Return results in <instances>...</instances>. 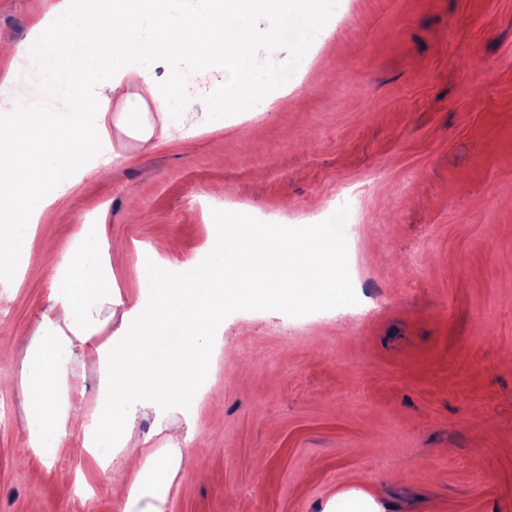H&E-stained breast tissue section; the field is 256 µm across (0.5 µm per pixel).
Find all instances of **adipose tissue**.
<instances>
[{"mask_svg": "<svg viewBox=\"0 0 512 512\" xmlns=\"http://www.w3.org/2000/svg\"><path fill=\"white\" fill-rule=\"evenodd\" d=\"M328 3L205 0L203 11L193 12L180 0H57L35 17L14 55L40 80L0 79V278L37 275L25 259L36 224L76 182L109 172L117 157L111 128L161 144L187 137L180 113L257 111L281 90L256 41L282 40L285 25L297 22L294 44L305 51ZM259 16L270 20L261 32L252 27ZM184 54L203 70L222 65L224 85L209 99L192 94L195 74L171 69L155 79L159 62ZM61 93L70 95L71 111L31 110V103ZM115 98L124 105L113 115ZM164 250L150 246L153 285L125 300L113 275L123 247L111 245L100 225H79L54 270L51 305L21 359L28 447L53 459L67 429L80 427L85 444L110 451L97 465L122 512H164L187 462L165 413L194 417L225 310L320 309L335 305L347 286L346 249L332 224H257L242 211L232 223L213 225L205 260L178 263ZM112 305L123 312L109 332L100 315ZM77 358L101 369L94 408L80 415L70 408L86 393L82 378L69 372ZM147 417L155 419L163 447L136 433ZM116 459L126 474L118 483L111 480Z\"/></svg>", "mask_w": 512, "mask_h": 512, "instance_id": "ef3b65f1", "label": "adipose tissue"}]
</instances>
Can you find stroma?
I'll return each instance as SVG.
<instances>
[{
    "label": "stroma",
    "instance_id": "1",
    "mask_svg": "<svg viewBox=\"0 0 512 512\" xmlns=\"http://www.w3.org/2000/svg\"><path fill=\"white\" fill-rule=\"evenodd\" d=\"M43 0H0V42L27 38ZM288 107L191 117L123 156L37 227L56 265L78 225L128 246L114 275L143 288L140 249L201 253L242 208L262 224H327L360 208L359 267L335 308L231 312L221 364L181 447L166 512H321L336 493L387 512H512V0H342L303 57L257 41ZM52 279L0 306V371L19 372ZM21 388L0 389V512H121L76 433L54 460L26 444Z\"/></svg>",
    "mask_w": 512,
    "mask_h": 512
}]
</instances>
